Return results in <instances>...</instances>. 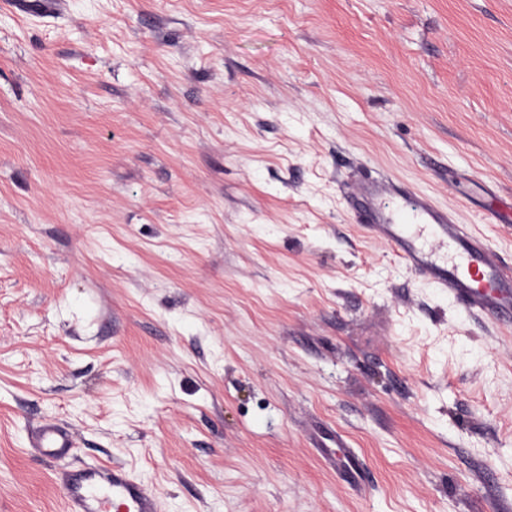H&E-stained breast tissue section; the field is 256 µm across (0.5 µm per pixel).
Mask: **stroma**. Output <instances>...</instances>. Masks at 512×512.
Returning <instances> with one entry per match:
<instances>
[{
	"instance_id": "1",
	"label": "stroma",
	"mask_w": 512,
	"mask_h": 512,
	"mask_svg": "<svg viewBox=\"0 0 512 512\" xmlns=\"http://www.w3.org/2000/svg\"><path fill=\"white\" fill-rule=\"evenodd\" d=\"M381 178L512 260V0H0V512L86 463L160 512H512V340L357 223ZM31 446L41 457L55 459L66 458L74 448L69 431L54 422H45L36 427Z\"/></svg>"
}]
</instances>
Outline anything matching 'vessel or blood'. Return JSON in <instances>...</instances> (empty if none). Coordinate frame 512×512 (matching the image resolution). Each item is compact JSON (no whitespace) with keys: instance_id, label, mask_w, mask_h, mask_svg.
<instances>
[{"instance_id":"obj_1","label":"vessel or blood","mask_w":512,"mask_h":512,"mask_svg":"<svg viewBox=\"0 0 512 512\" xmlns=\"http://www.w3.org/2000/svg\"><path fill=\"white\" fill-rule=\"evenodd\" d=\"M351 205L360 222L428 283L468 311L512 328V265L451 211L383 179L361 183ZM31 446L55 459L74 448L69 431L54 422L36 427ZM57 479L68 512H160L156 494L117 464L64 469Z\"/></svg>"}]
</instances>
